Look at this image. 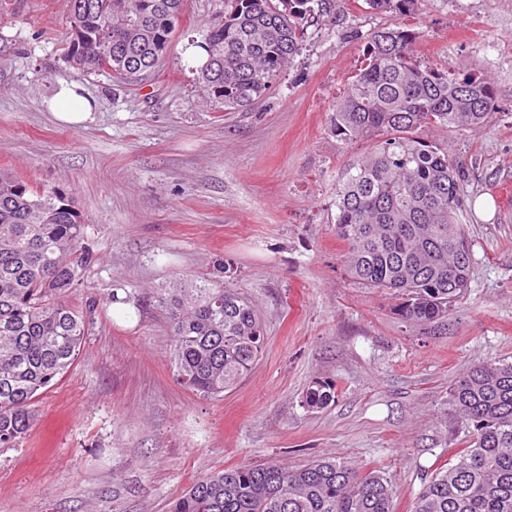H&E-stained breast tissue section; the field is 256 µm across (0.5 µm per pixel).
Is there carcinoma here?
Here are the masks:
<instances>
[{"mask_svg": "<svg viewBox=\"0 0 512 512\" xmlns=\"http://www.w3.org/2000/svg\"><path fill=\"white\" fill-rule=\"evenodd\" d=\"M70 8L68 66L137 83L156 71L171 44L184 0H81ZM417 0H365L370 9L412 15ZM329 0H224V22L198 42L216 57L199 80L230 109L263 96L299 52L309 21ZM141 21L126 43L118 7ZM418 32L404 25L377 32L364 67L336 103L334 128L348 141L372 143L336 184V237L346 245L350 280L390 291L398 316L424 325L444 318L465 294L472 252L463 225V166L427 128L485 124L496 91L483 77L423 66L413 54ZM128 64L105 69L115 57ZM82 214L56 191L0 171V448L22 442L35 421L39 391L74 364L92 324L94 302L73 303L93 255ZM170 325L177 381L215 398L237 385L260 359L264 327L254 304L222 281L158 294ZM315 381L307 409L333 399ZM467 446L448 467L424 479L410 512H512V362L478 363L448 387ZM172 512H396L387 477L332 458L298 468L241 465L194 482Z\"/></svg>", "mask_w": 512, "mask_h": 512, "instance_id": "cac0c4a2", "label": "carcinoma"}]
</instances>
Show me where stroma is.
Instances as JSON below:
<instances>
[{
	"mask_svg": "<svg viewBox=\"0 0 512 512\" xmlns=\"http://www.w3.org/2000/svg\"><path fill=\"white\" fill-rule=\"evenodd\" d=\"M222 0H186L158 72L140 85L76 74L63 60L69 0L0 12V169L55 189L87 222L94 261L77 301L95 319L75 364L35 404L18 447L0 450V512H170L196 480L240 464L319 457L391 481L409 512L422 476L462 448L448 387L473 365L512 361V0H418L414 54L489 78L496 110L474 129L427 130L469 170L458 215L473 266L466 297L436 324L403 321L388 291L352 283L334 233L336 179L367 152L332 110L374 34L399 15L334 0L268 94L215 101L185 51ZM95 102L80 127L46 103L59 81ZM491 214H480L479 198ZM259 310L263 355L218 399L182 388L171 333L152 312L112 314L113 283L142 296L215 278ZM315 380L335 400L305 409Z\"/></svg>",
	"mask_w": 512,
	"mask_h": 512,
	"instance_id": "35a3bbf8",
	"label": "stroma"
}]
</instances>
